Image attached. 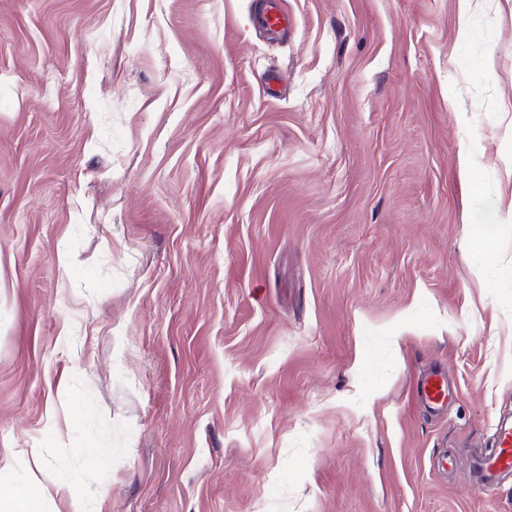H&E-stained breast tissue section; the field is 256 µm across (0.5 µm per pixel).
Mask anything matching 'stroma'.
Instances as JSON below:
<instances>
[{"instance_id": "1", "label": "stroma", "mask_w": 512, "mask_h": 512, "mask_svg": "<svg viewBox=\"0 0 512 512\" xmlns=\"http://www.w3.org/2000/svg\"><path fill=\"white\" fill-rule=\"evenodd\" d=\"M263 2L0 0L5 478L512 512L473 475L512 420V0L464 42L458 0H287L275 34ZM417 395L423 404L436 411L445 406L451 396V391L441 373L433 371L425 375L418 383Z\"/></svg>"}]
</instances>
